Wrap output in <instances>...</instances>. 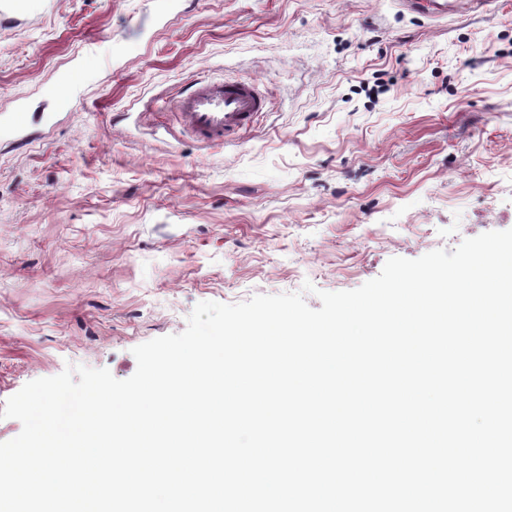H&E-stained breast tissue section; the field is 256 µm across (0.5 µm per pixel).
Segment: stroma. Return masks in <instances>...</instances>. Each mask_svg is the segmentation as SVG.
<instances>
[{
	"mask_svg": "<svg viewBox=\"0 0 512 512\" xmlns=\"http://www.w3.org/2000/svg\"><path fill=\"white\" fill-rule=\"evenodd\" d=\"M201 78L266 108L200 147L169 102ZM506 229L512 0H0V409L69 364L131 377L199 302L308 281L317 309ZM412 13L424 17H445L457 12H475L494 10L496 0H404Z\"/></svg>",
	"mask_w": 512,
	"mask_h": 512,
	"instance_id": "stroma-1",
	"label": "stroma"
}]
</instances>
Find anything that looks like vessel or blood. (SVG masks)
<instances>
[{"mask_svg": "<svg viewBox=\"0 0 512 512\" xmlns=\"http://www.w3.org/2000/svg\"><path fill=\"white\" fill-rule=\"evenodd\" d=\"M409 11L424 17L494 10L497 0H404ZM266 106L249 80L199 82L180 97L177 110L187 133L203 145L224 144L252 124Z\"/></svg>", "mask_w": 512, "mask_h": 512, "instance_id": "vessel-or-blood-1", "label": "vessel or blood"}]
</instances>
